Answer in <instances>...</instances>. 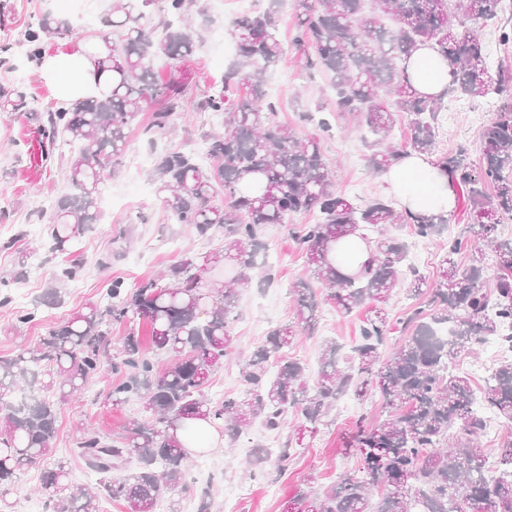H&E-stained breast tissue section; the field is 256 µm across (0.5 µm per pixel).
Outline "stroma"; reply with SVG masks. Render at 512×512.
<instances>
[{"label":"stroma","instance_id":"35a3bbf8","mask_svg":"<svg viewBox=\"0 0 512 512\" xmlns=\"http://www.w3.org/2000/svg\"><path fill=\"white\" fill-rule=\"evenodd\" d=\"M208 19L201 27V43L189 59L174 63L155 59L154 70L166 79L178 70L187 86L180 112L173 115L172 132L148 139L141 129L149 114H142L140 126L130 132L124 163L107 176L100 205L102 220L95 229L80 239L78 247L85 258L79 275L65 287L64 302L48 310L45 321L22 324L16 319V302L0 306V357L13 355L35 346L48 327L82 310L87 304L100 302L110 283L123 280L134 286L147 277L177 263L184 254L211 252L224 246L222 235L199 238L182 224L171 223L155 194L151 176L157 155L177 150L189 151L204 143L212 128L208 113L198 104L209 87L221 81L228 63L235 58V47L229 34L233 20L242 13L264 8L266 0H202ZM113 0H0V13L8 18L0 26V43L14 40L18 31L37 17L61 9L69 12L72 30L42 43L43 49L71 51L81 41L93 37L101 20L109 12ZM295 0H284L278 36L285 48L282 62L265 75L269 95L276 106L277 118L298 132H309L304 113L316 105L331 108L328 79L307 63L306 52L293 43L295 35ZM37 66L25 54H14L8 64L0 65V87L24 83L37 99L39 108L57 109V102L36 75ZM488 100H470L467 110L455 112L448 124L440 126L438 153L466 147L471 161H478L479 127L471 122L470 111H484ZM333 129L321 133L325 158L333 170V186L352 199L387 196L382 175L367 165L370 153L356 120L341 115L332 121ZM66 160L53 167L42 166L36 121L27 114L0 112V275L17 269L19 250L44 253L46 224L36 214L40 202L54 203L67 190ZM470 216L465 208H457L451 216L446 235L428 242L414 240L408 226H401L399 236L408 241L411 252L420 256L419 273L435 279L448 254V240L466 234ZM270 252L276 253L274 280L269 284L253 283L239 301V316L234 324L238 345L254 350L262 345L274 326L293 321L295 301L291 287L305 280L315 292L314 328L289 348L287 356L306 364L309 380H316L318 361L325 339L333 338L344 350L357 344L362 325L370 312L360 308L343 316L327 300L321 284L315 283L307 258L293 237L292 226L276 224L265 233ZM115 379L110 369L90 379L79 402L62 404L59 409V433L52 442L54 458L68 463L75 483L85 481L86 467L74 454L73 440L86 429L116 436L126 426L142 418L140 400L133 399L115 407L104 400L102 391ZM383 399L373 391L360 398L349 394L341 398L328 416L327 425L316 434L299 430L297 417H288L279 439H291L298 454L287 471L276 481L254 479L249 463L254 445L265 444L269 430L253 424L234 444L232 450L217 447L188 458L190 472L197 485H210L212 512H224V501L236 498L239 512H286L292 507L298 491L320 496L343 475L352 472L357 456L349 444L357 419L377 422L382 415Z\"/></svg>","mask_w":512,"mask_h":512}]
</instances>
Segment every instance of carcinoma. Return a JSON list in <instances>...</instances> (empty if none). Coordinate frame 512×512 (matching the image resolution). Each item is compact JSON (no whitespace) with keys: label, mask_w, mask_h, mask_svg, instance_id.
I'll list each match as a JSON object with an SVG mask.
<instances>
[{"label":"carcinoma","mask_w":512,"mask_h":512,"mask_svg":"<svg viewBox=\"0 0 512 512\" xmlns=\"http://www.w3.org/2000/svg\"><path fill=\"white\" fill-rule=\"evenodd\" d=\"M152 0H117L95 33L109 49L98 69L110 76V92L76 105L72 111L38 113L41 163L52 167L70 149L69 192L49 209L51 251L66 258V267L43 300L17 315L32 324L63 301L57 284L77 277L83 258L75 243L101 222L99 199L105 172L122 165L129 131L154 102L147 133L164 134L180 109L185 84L171 75L159 87L152 65L155 56L182 60L195 52L198 34L192 16L201 15V0H164L154 40L144 23ZM281 0L246 13L232 22L238 59L221 83L204 95L200 109L220 115L223 131L207 133L206 169L194 155L165 153L154 166L157 192L176 224L198 236L224 230V249L202 256L187 254L163 275L128 288L115 279L99 304L76 312L39 339L36 346L0 358V512H12V483L25 467L46 459L58 433L57 406L82 390L104 365L120 375L106 398L114 406L130 397L142 399L148 414L130 423L117 438L84 430L74 439L75 453L95 471L94 484H77L68 466L55 463L45 471L41 495L48 512H100V500L125 503L126 512H156L158 498L185 489L192 478L188 455L177 437L189 420L224 426L233 445L253 420L270 430L283 427L288 408L296 410L304 430L315 433L336 400L351 391L363 397L379 389L387 418L375 426L357 423L354 447L360 463L322 497L296 495L295 512H462V504L488 512H512V361L493 369L479 391L465 372L450 368L460 354H475L485 339L496 337L512 347V239L502 240L498 224L512 217V69L490 72L483 28L511 12L507 0H298L294 43L313 52L335 92L336 112L349 114L370 133L368 166L385 172L410 150L432 155L444 99L501 98V104L479 134L480 161L468 150L437 157L450 185L466 194L477 230L473 237L448 238V254L467 252V263L453 262L436 282L414 269V292L427 286V304L406 319L410 334L389 360L379 348L390 333L385 306L404 285L406 244L390 234L396 224L410 226L418 241L444 232L448 218L397 211L391 200L375 198L359 204L333 190L331 171L320 139L301 134L277 120L262 73L278 66L283 46L277 38ZM70 24L52 15L29 23L21 43L32 57L41 55L47 34L64 35ZM423 44L448 64L451 81L436 95L415 89L403 61ZM29 95L18 84L0 92V112H30ZM407 121L408 141L389 142L396 117ZM262 179L257 194L243 181ZM316 211L313 224H302L294 236L305 252L314 277L326 287L327 299L348 314L371 303L373 316L361 329L352 355L341 359L336 342L325 344L317 384L306 383L303 365L282 357L300 334L313 327L315 299L309 285L296 283L295 321L271 330L248 355L233 333L239 294L252 284L251 271L272 269L258 261L267 246L263 228L286 224L294 215ZM355 235L373 245L361 269L341 274L334 264L336 244ZM493 252L497 273L486 287V253ZM233 266L224 283L206 284L210 267ZM142 318L151 326V346L130 331L112 344V324ZM450 324L453 336L443 341L434 326ZM167 353L171 364L157 369L150 351ZM239 356L244 389L222 402L205 391L212 372L224 360ZM58 393V400L36 396L23 409L7 399L18 389ZM481 403L502 419L506 435L496 449V469L486 472L487 456L479 446L486 420L475 410ZM294 449L289 442L270 455L265 449L251 461L254 476L274 480L288 468ZM378 501H373V497Z\"/></svg>","instance_id":"cac0c4a2"}]
</instances>
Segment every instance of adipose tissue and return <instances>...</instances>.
I'll list each match as a JSON object with an SVG mask.
<instances>
[{
	"label": "adipose tissue",
	"mask_w": 512,
	"mask_h": 512,
	"mask_svg": "<svg viewBox=\"0 0 512 512\" xmlns=\"http://www.w3.org/2000/svg\"><path fill=\"white\" fill-rule=\"evenodd\" d=\"M102 42L78 43L72 53L45 56L37 74L60 107L101 97L109 90L107 74L97 61L105 56ZM413 86L422 93H440L450 82L448 67L429 45H422L407 62ZM389 192L400 211L413 214H446L454 206V194L433 156L412 152L393 163L384 174Z\"/></svg>",
	"instance_id": "1"
}]
</instances>
